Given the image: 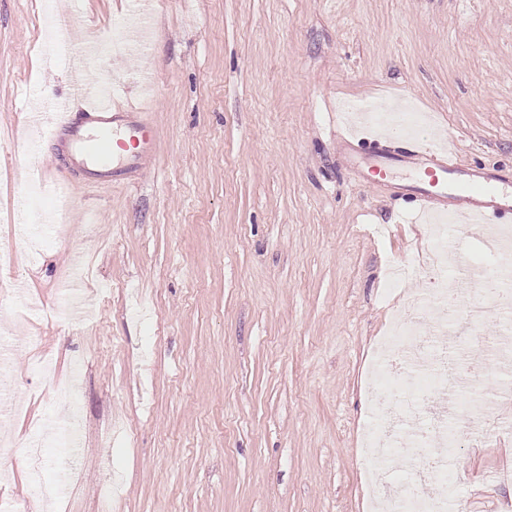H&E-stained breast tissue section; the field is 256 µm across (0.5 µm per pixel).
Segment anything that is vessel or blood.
Here are the masks:
<instances>
[{
  "mask_svg": "<svg viewBox=\"0 0 512 512\" xmlns=\"http://www.w3.org/2000/svg\"><path fill=\"white\" fill-rule=\"evenodd\" d=\"M97 51L96 44L83 43L72 56L71 75L81 106L72 100L52 102L50 130L58 139L63 158L70 160L88 178L108 183L118 169L140 171L152 158L150 127L135 108L117 106L109 85H98L93 101H86L84 75ZM391 126L399 131L406 147L390 152L379 135L359 137L343 133L337 144L347 163H354L359 147L369 146L363 175L372 176L394 166L411 169L420 183L418 202L421 210L442 218L448 215L465 222L488 226L511 225L512 203L498 186L477 172L460 171L451 153L436 143L424 142L412 126L400 123L392 115Z\"/></svg>",
  "mask_w": 512,
  "mask_h": 512,
  "instance_id": "vessel-or-blood-1",
  "label": "vessel or blood"
}]
</instances>
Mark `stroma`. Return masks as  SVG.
I'll return each instance as SVG.
<instances>
[{
  "instance_id": "stroma-1",
  "label": "stroma",
  "mask_w": 512,
  "mask_h": 512,
  "mask_svg": "<svg viewBox=\"0 0 512 512\" xmlns=\"http://www.w3.org/2000/svg\"><path fill=\"white\" fill-rule=\"evenodd\" d=\"M141 53L115 84L155 130L137 181L102 189L50 170L29 110L73 94L48 65L43 0H0V499L34 472L63 512H362L371 366L428 263L423 216L339 155V113L408 104L424 136L512 195V0H148ZM68 39H105L137 0H61ZM66 183L62 220L30 257L19 200L31 163ZM93 304L55 312L62 287ZM53 378L34 374L39 360ZM83 371L76 400L53 385ZM79 422L78 447L27 441ZM468 512L512 503V434L453 443Z\"/></svg>"
}]
</instances>
